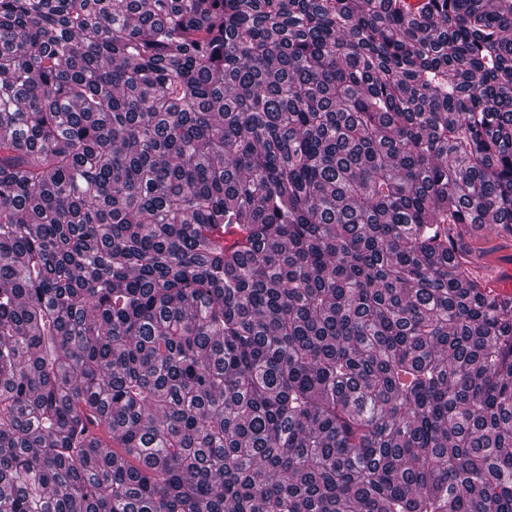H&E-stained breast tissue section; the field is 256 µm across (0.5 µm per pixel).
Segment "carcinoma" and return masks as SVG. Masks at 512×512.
<instances>
[{
    "label": "carcinoma",
    "instance_id": "carcinoma-1",
    "mask_svg": "<svg viewBox=\"0 0 512 512\" xmlns=\"http://www.w3.org/2000/svg\"><path fill=\"white\" fill-rule=\"evenodd\" d=\"M482 226L512 0H0V512H512Z\"/></svg>",
    "mask_w": 512,
    "mask_h": 512
}]
</instances>
